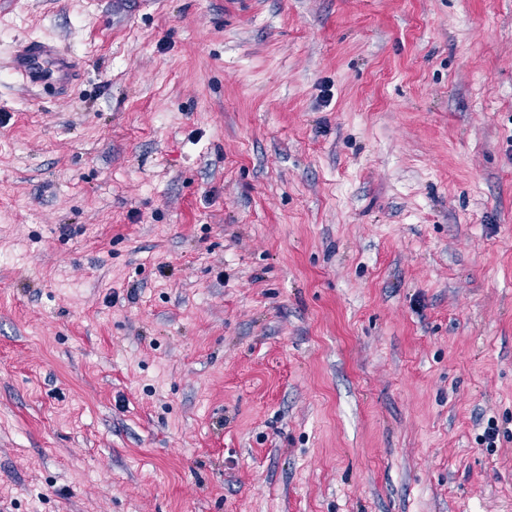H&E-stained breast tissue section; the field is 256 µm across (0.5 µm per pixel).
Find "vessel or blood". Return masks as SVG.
Listing matches in <instances>:
<instances>
[{"instance_id":"vessel-or-blood-1","label":"vessel or blood","mask_w":512,"mask_h":512,"mask_svg":"<svg viewBox=\"0 0 512 512\" xmlns=\"http://www.w3.org/2000/svg\"><path fill=\"white\" fill-rule=\"evenodd\" d=\"M13 68L32 84L63 88L73 81L77 64L54 45L33 40L18 47Z\"/></svg>"}]
</instances>
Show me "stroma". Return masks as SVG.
<instances>
[{
	"instance_id": "obj_1",
	"label": "stroma",
	"mask_w": 512,
	"mask_h": 512,
	"mask_svg": "<svg viewBox=\"0 0 512 512\" xmlns=\"http://www.w3.org/2000/svg\"><path fill=\"white\" fill-rule=\"evenodd\" d=\"M0 512H512V0H0ZM14 70L28 82L64 88L76 76L77 64L67 52L42 41H29L15 51Z\"/></svg>"
}]
</instances>
